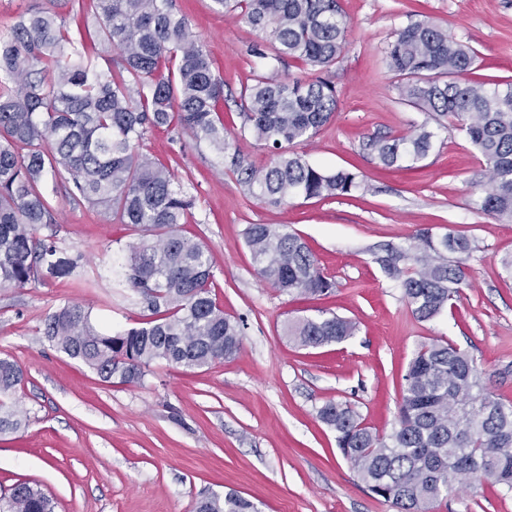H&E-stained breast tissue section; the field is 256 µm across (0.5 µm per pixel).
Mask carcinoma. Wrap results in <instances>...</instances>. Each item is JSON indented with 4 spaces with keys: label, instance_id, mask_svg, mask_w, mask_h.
Wrapping results in <instances>:
<instances>
[{
    "label": "carcinoma",
    "instance_id": "obj_1",
    "mask_svg": "<svg viewBox=\"0 0 512 512\" xmlns=\"http://www.w3.org/2000/svg\"><path fill=\"white\" fill-rule=\"evenodd\" d=\"M93 2V30L79 23L73 32L36 7L0 34V288H23L44 273L67 278L77 267L36 236L37 225L53 222L43 183L66 173L71 195L141 233L129 250L126 283L145 298L150 314L140 326L112 333L98 328L85 308L65 304L45 318L43 336L102 378L135 383L155 361L200 369L233 358L242 344L240 325L212 296L210 250L179 233L194 201L175 186L174 172L140 151L147 133L172 126L188 131L229 159L251 196L271 205L352 195L362 183L358 174L318 169L290 150L336 111L335 87L322 73L343 52L347 21L338 0H213L265 35L249 49L257 71L241 87L244 121L231 143L224 136V77L173 0ZM384 59L400 77L401 100L460 122L489 173L490 190L476 209L511 224L512 82L460 80L474 70L475 52L427 20L396 31ZM288 60L303 74L272 75ZM250 140L271 153L266 168L245 158L239 142ZM436 140L422 123L369 147L388 168H412ZM244 235L265 282L288 295L332 293L335 284L288 225L249 224ZM417 240L420 253L388 247L377 261L424 322L452 307L467 282L472 245L464 235L435 238L428 229ZM409 258L416 267L401 266ZM354 331L350 320L329 311L288 327L297 345L312 349L341 343ZM23 379L17 362L0 359V433L22 424L12 396ZM401 392L387 435L366 426L346 402L328 400L318 410L374 495L396 512H431L469 479L512 494V405L487 392L467 352L442 339L420 343ZM0 512H55V504L20 482L0 496ZM195 512L258 510L232 491L201 497Z\"/></svg>",
    "mask_w": 512,
    "mask_h": 512
}]
</instances>
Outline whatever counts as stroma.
Listing matches in <instances>:
<instances>
[{
	"label": "stroma",
	"mask_w": 512,
	"mask_h": 512,
	"mask_svg": "<svg viewBox=\"0 0 512 512\" xmlns=\"http://www.w3.org/2000/svg\"><path fill=\"white\" fill-rule=\"evenodd\" d=\"M194 37L223 74L224 126L243 121L239 93L253 77L250 47L261 35L217 10L213 0H175ZM348 28L327 72L337 91L329 124L296 152L313 165L362 175L350 197L295 198L274 206L249 196L206 145L180 128L150 132L142 150L175 172L195 205L183 234L204 242L214 261L216 299L242 327L231 359L202 369L154 362L141 381H103L42 334L47 315L70 302L101 328L131 327L147 303L127 288L121 263L139 240L130 226L66 195L47 179L56 221L36 229L58 256L77 260L72 276H41L0 288V358L24 380L15 398L22 426L0 434V494L37 484L56 512H194L205 493L234 490L259 512H394L368 491L319 420L329 399L345 401L367 426L390 432L401 377L416 345L443 339L468 351L492 395L512 404V223L475 209L489 188L486 165L456 120L411 169L383 166L371 139L407 134L429 116L404 104L384 60L394 33L417 19L445 29L478 53L480 73L512 80V0H341ZM65 23L93 16V0H0V32L34 7ZM284 224L299 234L335 281L317 299L279 292L257 275L244 230ZM468 237V282L452 310L418 321L377 258L415 244L423 229ZM328 310L356 325L346 341L298 347L289 323ZM432 512H512V495L476 482L456 487Z\"/></svg>",
	"instance_id": "1"
}]
</instances>
